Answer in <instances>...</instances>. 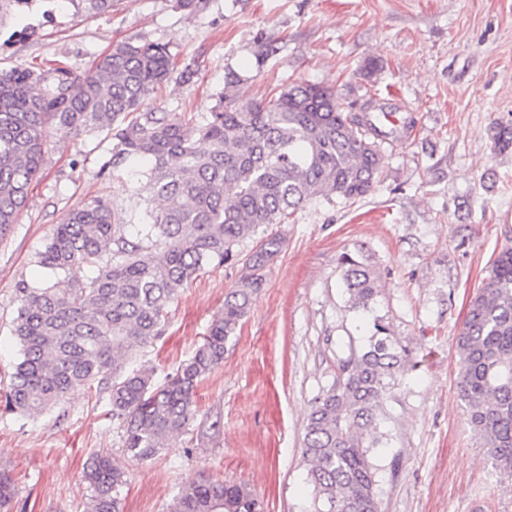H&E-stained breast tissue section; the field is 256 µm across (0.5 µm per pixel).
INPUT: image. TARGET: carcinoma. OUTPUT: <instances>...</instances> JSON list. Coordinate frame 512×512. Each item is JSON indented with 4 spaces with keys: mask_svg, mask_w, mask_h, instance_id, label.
Listing matches in <instances>:
<instances>
[{
    "mask_svg": "<svg viewBox=\"0 0 512 512\" xmlns=\"http://www.w3.org/2000/svg\"><path fill=\"white\" fill-rule=\"evenodd\" d=\"M32 0H0V19ZM168 48L129 39L77 74L65 65L0 71V234L17 223L48 154L47 126L68 134L106 131L111 156L102 172L146 178L160 201L129 233L110 201L95 198L56 225L39 265L56 281L16 287L12 335L20 361L5 392L6 409L40 413L77 386H104L112 418L123 427L129 458L146 461L181 432L193 413L199 382L224 361L265 283L264 269L281 251L278 234L259 238L241 259L240 245L266 224H286L316 197L352 201L378 183L385 158L377 142L381 116L346 112L336 92L300 82L255 102L227 73L224 93L198 120L184 112H143L141 106L172 73ZM494 149L512 147V125L492 127ZM230 196L224 195L225 188ZM164 250L157 262L153 251ZM244 261L245 272L224 299L194 354L162 383L148 368L125 370L135 344L162 333L164 308L211 264ZM78 265L95 269L85 282L64 278ZM350 307L365 311L378 294L372 269L349 253L339 258ZM367 345L341 359L336 380L314 399L301 450L315 512H380L370 460L383 400L408 361L376 322ZM457 390L468 423L497 468L512 475V247L491 265L470 299L457 337ZM84 479L89 512H120L124 467L91 454ZM12 479L0 473V512H10ZM171 512H261L240 484L202 479L181 488Z\"/></svg>",
    "mask_w": 512,
    "mask_h": 512,
    "instance_id": "cac0c4a2",
    "label": "carcinoma"
}]
</instances>
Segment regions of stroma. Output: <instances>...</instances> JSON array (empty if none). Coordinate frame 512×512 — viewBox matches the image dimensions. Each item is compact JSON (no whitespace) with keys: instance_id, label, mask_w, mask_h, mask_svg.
Segmentation results:
<instances>
[{"instance_id":"obj_1","label":"stroma","mask_w":512,"mask_h":512,"mask_svg":"<svg viewBox=\"0 0 512 512\" xmlns=\"http://www.w3.org/2000/svg\"><path fill=\"white\" fill-rule=\"evenodd\" d=\"M130 38L166 45L174 58L148 110L206 115L233 70L247 98L309 81L331 87L349 113L369 106L397 123L383 127L384 169L368 196L311 200L290 223L264 226L283 248L223 363L197 387L186 428L155 458H126L123 429L105 416L106 392L79 387L31 416L0 406L12 512H85L92 489L82 466L94 451L126 469L121 512H170L180 487L203 477L247 486L263 512H303L311 400L350 347L367 343L377 317L409 352L376 431L381 512H512V477L471 432L456 389L467 304L512 247V150L495 151L489 133L512 124V0H205L196 12L176 0H115L102 14L34 0L24 17L0 22V69L61 62L82 73ZM266 45L275 54L261 56ZM369 58L380 68L367 77ZM49 140L26 208L0 237V396L19 358L16 286L50 280L38 256L54 226L96 196L124 223L137 210L135 183L100 171L112 148L105 133ZM344 252L378 277L369 311L347 308ZM240 275V265H211L191 279L166 305L162 335L135 347L137 365L159 381L174 374Z\"/></svg>"}]
</instances>
